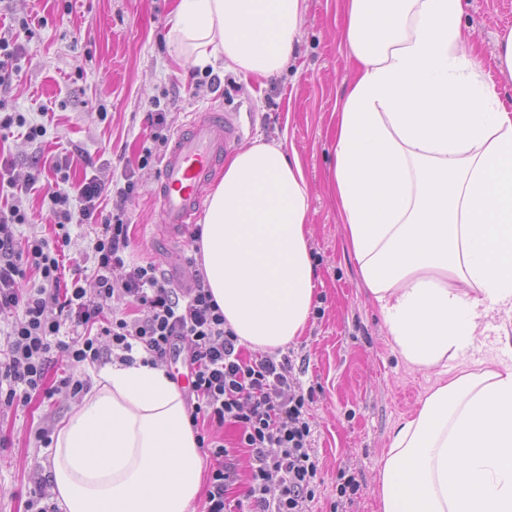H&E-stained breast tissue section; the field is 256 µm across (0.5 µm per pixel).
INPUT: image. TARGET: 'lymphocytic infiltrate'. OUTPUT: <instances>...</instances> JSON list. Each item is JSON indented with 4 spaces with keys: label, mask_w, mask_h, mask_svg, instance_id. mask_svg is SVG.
Segmentation results:
<instances>
[{
    "label": "lymphocytic infiltrate",
    "mask_w": 512,
    "mask_h": 512,
    "mask_svg": "<svg viewBox=\"0 0 512 512\" xmlns=\"http://www.w3.org/2000/svg\"><path fill=\"white\" fill-rule=\"evenodd\" d=\"M39 178L29 174L17 187L18 200L0 207V310L18 314L0 361V385L6 387L0 400L24 406L45 393L49 355L56 349L74 367L99 361L104 340L124 362L136 348L153 364L185 354L192 371L189 420L200 448L214 461L205 512H308L319 474L308 413L315 391L303 388L290 355L245 356L204 276L177 288L153 264L131 263L125 211L133 181L118 188L115 208L107 213L100 207L104 186L97 177L50 193L55 240L30 237L16 247L14 228L29 221L21 197ZM76 224L99 228L89 279L64 262ZM66 272L71 282L65 287ZM114 296L124 300L125 311L105 312L102 299ZM67 325L83 328V335L61 338ZM228 426L235 430L229 443L217 435ZM242 449L251 468L240 500L230 492L239 481L234 457Z\"/></svg>",
    "instance_id": "f902f5d3"
}]
</instances>
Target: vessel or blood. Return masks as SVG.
<instances>
[{
  "instance_id": "1",
  "label": "vessel or blood",
  "mask_w": 512,
  "mask_h": 512,
  "mask_svg": "<svg viewBox=\"0 0 512 512\" xmlns=\"http://www.w3.org/2000/svg\"><path fill=\"white\" fill-rule=\"evenodd\" d=\"M242 135L236 113L210 109L194 113L171 140L155 194L161 224L171 240H178L194 223L225 151Z\"/></svg>"
}]
</instances>
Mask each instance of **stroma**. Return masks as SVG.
I'll return each instance as SVG.
<instances>
[{"label":"stroma","instance_id":"35a3bbf8","mask_svg":"<svg viewBox=\"0 0 512 512\" xmlns=\"http://www.w3.org/2000/svg\"><path fill=\"white\" fill-rule=\"evenodd\" d=\"M463 24L501 99L512 100V76L497 71L499 39L512 29V0H463ZM175 0H0V25L27 18L19 74L0 87V110L20 112L45 127L28 141L14 126L0 137L7 175L24 181L38 157L71 156L69 182L52 170L24 197L28 224L18 239H54L48 194L68 190L85 175L105 184L103 206L133 174L127 203L134 262L193 269L192 239H160L154 193L164 145L153 141L151 111L161 112L170 133L194 112H236L244 144L255 139L283 143L296 152L309 187L308 248L316 266L315 304L307 331L289 344L303 385L321 386L309 406L312 448L319 460L311 512H381L379 473L397 427L413 417L437 386L430 371L407 368L378 307L358 273L339 222L328 180L334 159L336 118L356 65L344 37V0H306L296 49L280 75L265 84L230 69L201 67L180 55L169 37ZM106 118H99V111ZM150 161H143L144 152ZM76 400L66 393L39 398L24 408L0 407V512H26L35 493L51 488V449L36 433L59 427ZM353 474L360 490L337 502L339 472Z\"/></svg>","mask_w":512,"mask_h":512}]
</instances>
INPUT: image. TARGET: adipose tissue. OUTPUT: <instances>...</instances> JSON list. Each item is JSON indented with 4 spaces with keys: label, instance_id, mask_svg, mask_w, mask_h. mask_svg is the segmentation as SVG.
Returning a JSON list of instances; mask_svg holds the SVG:
<instances>
[{
    "label": "adipose tissue",
    "instance_id": "obj_1",
    "mask_svg": "<svg viewBox=\"0 0 512 512\" xmlns=\"http://www.w3.org/2000/svg\"><path fill=\"white\" fill-rule=\"evenodd\" d=\"M306 0H178L183 55L263 81L294 51ZM463 0H346L356 73L337 114L330 191L360 276L405 364L464 358L512 313V107L467 46ZM297 155L257 141L224 164L197 246L242 344L304 336L316 272ZM102 369L52 436L61 512H191L203 459L162 366ZM382 512H512V365L439 383L394 433Z\"/></svg>",
    "mask_w": 512,
    "mask_h": 512
}]
</instances>
